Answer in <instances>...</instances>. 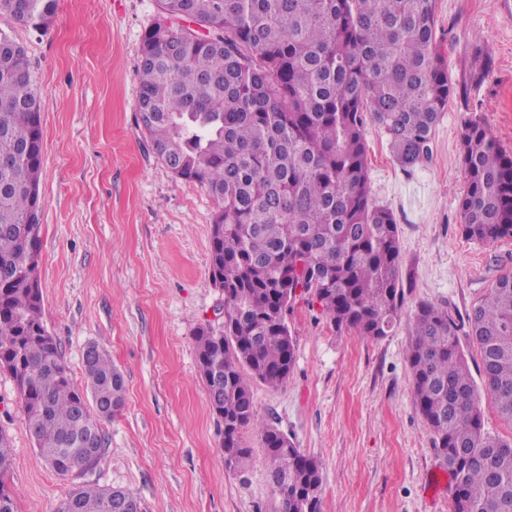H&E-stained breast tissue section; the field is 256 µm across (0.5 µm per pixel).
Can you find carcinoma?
Instances as JSON below:
<instances>
[{
    "instance_id": "cac0c4a2",
    "label": "carcinoma",
    "mask_w": 512,
    "mask_h": 512,
    "mask_svg": "<svg viewBox=\"0 0 512 512\" xmlns=\"http://www.w3.org/2000/svg\"><path fill=\"white\" fill-rule=\"evenodd\" d=\"M137 66L140 126L180 179L217 204L209 274L224 294V326L194 334L198 371L224 421V467H242L244 432L261 437L275 512H320L317 459L260 419L252 383L288 382L295 341L288 310L317 304L336 330L388 335L405 300L396 217L371 196V121L403 169L431 160L454 84L436 36L434 0H158ZM56 0H0V15L35 30ZM189 17L200 35L178 24ZM469 240L512 238V153L478 119L461 135ZM41 104L27 51L0 30V370L15 381L28 431L57 475L91 474L103 425L125 404L104 349L71 378L43 323L33 257L42 237ZM480 354L477 385L448 306L419 304L407 348L416 409L452 477V512H512V437L483 428L480 393L512 423V273L467 314ZM11 442L0 432V512ZM56 512H143L126 488L74 485Z\"/></svg>"
}]
</instances>
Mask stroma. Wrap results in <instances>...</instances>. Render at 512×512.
<instances>
[{"label": "stroma", "mask_w": 512, "mask_h": 512, "mask_svg": "<svg viewBox=\"0 0 512 512\" xmlns=\"http://www.w3.org/2000/svg\"><path fill=\"white\" fill-rule=\"evenodd\" d=\"M156 0H57L49 28L0 15L27 50L40 96L43 321L75 382L94 343L122 371L125 406L104 426L91 481L133 490L144 512H272L256 430L239 471L222 460V426L198 373L193 336L224 323L209 275L216 204L177 176L139 126L136 74ZM437 38L457 88L428 163L403 170L367 125L371 194L396 216L405 301L389 336L336 331L296 300V361L277 389L254 384L259 415L321 465V512H451L429 486L444 465L414 404L407 347L420 302L457 320L503 273L512 239L466 240L459 134L482 120L512 152V0H435ZM0 430L12 441L6 484L16 512H55L71 487L38 457L12 377L0 370Z\"/></svg>", "instance_id": "35a3bbf8"}]
</instances>
